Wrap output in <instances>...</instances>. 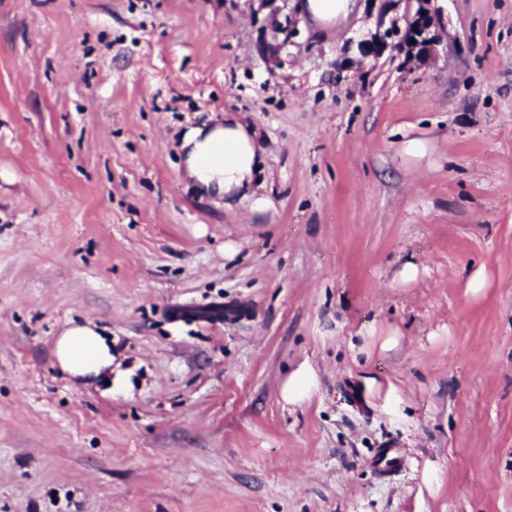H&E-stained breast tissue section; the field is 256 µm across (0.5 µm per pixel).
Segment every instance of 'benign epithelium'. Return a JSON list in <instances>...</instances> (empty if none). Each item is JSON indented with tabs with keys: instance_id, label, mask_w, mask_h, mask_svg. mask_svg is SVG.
<instances>
[{
	"instance_id": "1",
	"label": "benign epithelium",
	"mask_w": 512,
	"mask_h": 512,
	"mask_svg": "<svg viewBox=\"0 0 512 512\" xmlns=\"http://www.w3.org/2000/svg\"><path fill=\"white\" fill-rule=\"evenodd\" d=\"M377 9L375 31L359 43L362 56L378 58L385 52L403 53L423 62L439 45L430 0H368ZM404 14H399L400 7Z\"/></svg>"
}]
</instances>
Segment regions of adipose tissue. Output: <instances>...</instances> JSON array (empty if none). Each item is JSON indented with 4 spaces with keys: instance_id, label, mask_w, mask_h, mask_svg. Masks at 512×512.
<instances>
[{
    "instance_id": "ef3b65f1",
    "label": "adipose tissue",
    "mask_w": 512,
    "mask_h": 512,
    "mask_svg": "<svg viewBox=\"0 0 512 512\" xmlns=\"http://www.w3.org/2000/svg\"><path fill=\"white\" fill-rule=\"evenodd\" d=\"M225 142L231 152L223 164L204 166L203 160L218 142ZM189 173L202 186L228 193L250 180L255 162L253 140L237 123L207 131L195 130L184 142ZM56 356L61 368L75 377L94 379L112 368V349L95 329L77 325L58 340Z\"/></svg>"
}]
</instances>
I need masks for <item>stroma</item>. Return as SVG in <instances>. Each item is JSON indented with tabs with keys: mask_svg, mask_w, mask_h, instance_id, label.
Returning a JSON list of instances; mask_svg holds the SVG:
<instances>
[{
	"mask_svg": "<svg viewBox=\"0 0 512 512\" xmlns=\"http://www.w3.org/2000/svg\"><path fill=\"white\" fill-rule=\"evenodd\" d=\"M305 4L0 0V512H512V0H435L423 63ZM221 139H224L220 143V156L224 166L216 164L204 168V158ZM224 143L232 148L225 161ZM183 148L187 149L186 164L190 175L207 189L229 193L241 188L245 181L251 179L255 148L250 135L238 123L224 122V128L217 127L207 131L197 129L186 137ZM56 356L61 368L75 377L95 379L112 373V349L95 329L77 325L58 340ZM316 388V376L313 370L305 365L288 376L281 388V396L287 404H300L308 400Z\"/></svg>",
	"mask_w": 512,
	"mask_h": 512,
	"instance_id": "1",
	"label": "stroma"
}]
</instances>
